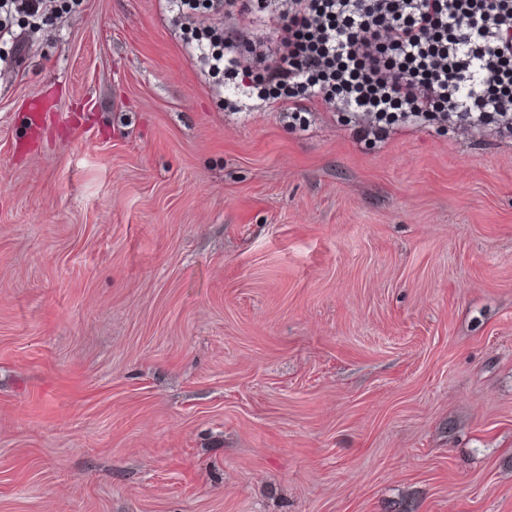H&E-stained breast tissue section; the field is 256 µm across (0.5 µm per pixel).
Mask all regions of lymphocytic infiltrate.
<instances>
[{"label": "lymphocytic infiltrate", "mask_w": 512, "mask_h": 512, "mask_svg": "<svg viewBox=\"0 0 512 512\" xmlns=\"http://www.w3.org/2000/svg\"><path fill=\"white\" fill-rule=\"evenodd\" d=\"M273 15L240 56L227 7ZM212 74L297 119L327 111L374 141L424 122L512 132V0H169Z\"/></svg>", "instance_id": "obj_1"}]
</instances>
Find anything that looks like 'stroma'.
Listing matches in <instances>:
<instances>
[{
  "instance_id": "stroma-1",
  "label": "stroma",
  "mask_w": 512,
  "mask_h": 512,
  "mask_svg": "<svg viewBox=\"0 0 512 512\" xmlns=\"http://www.w3.org/2000/svg\"><path fill=\"white\" fill-rule=\"evenodd\" d=\"M34 24L0 39V512H512V136L227 112L165 0Z\"/></svg>"
}]
</instances>
